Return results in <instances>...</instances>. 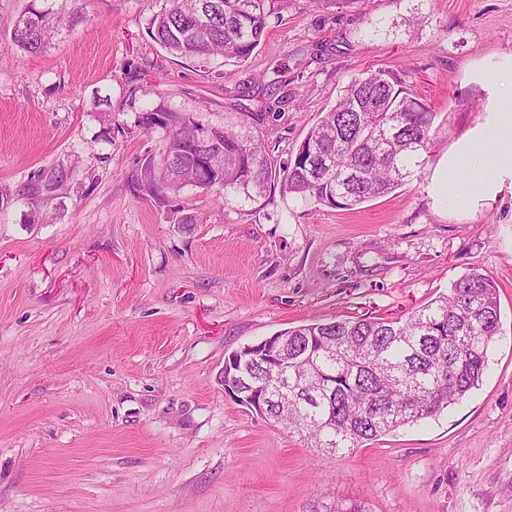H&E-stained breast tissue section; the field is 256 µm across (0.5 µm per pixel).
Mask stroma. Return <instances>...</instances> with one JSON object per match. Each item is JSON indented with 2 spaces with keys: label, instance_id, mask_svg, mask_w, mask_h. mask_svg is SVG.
<instances>
[{
  "label": "stroma",
  "instance_id": "obj_1",
  "mask_svg": "<svg viewBox=\"0 0 512 512\" xmlns=\"http://www.w3.org/2000/svg\"><path fill=\"white\" fill-rule=\"evenodd\" d=\"M166 0H76L38 53L44 0H0V512H512V180L455 210L439 161L484 124L512 0H274L243 63L150 36ZM398 74L439 117L401 188L352 209L271 189L134 176L163 145L146 104L284 160L354 77ZM478 271L501 323L479 384L437 416L329 459L224 394V359L288 328L397 319ZM66 2L65 0V4L57 9L51 4L52 6L41 9L34 8L25 13L14 28L12 37L14 44L30 53L43 49L58 32L60 26L69 22L73 15V12L67 11ZM28 16H39L40 23L25 24L24 20Z\"/></svg>",
  "mask_w": 512,
  "mask_h": 512
}]
</instances>
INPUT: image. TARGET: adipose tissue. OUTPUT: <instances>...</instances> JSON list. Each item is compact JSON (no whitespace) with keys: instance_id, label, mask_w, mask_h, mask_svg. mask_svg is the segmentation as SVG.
Returning a JSON list of instances; mask_svg holds the SVG:
<instances>
[{"instance_id":"obj_1","label":"adipose tissue","mask_w":512,"mask_h":512,"mask_svg":"<svg viewBox=\"0 0 512 512\" xmlns=\"http://www.w3.org/2000/svg\"><path fill=\"white\" fill-rule=\"evenodd\" d=\"M498 76L507 90L491 108L488 123L436 170L437 194L458 209L468 207L477 194L512 179V59L503 63Z\"/></svg>"}]
</instances>
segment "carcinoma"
<instances>
[{
  "mask_svg": "<svg viewBox=\"0 0 512 512\" xmlns=\"http://www.w3.org/2000/svg\"><path fill=\"white\" fill-rule=\"evenodd\" d=\"M169 2L149 32L172 56L189 61L247 60L271 17L269 0ZM25 16L40 22L19 20L13 42L33 53L72 12L63 5ZM437 117L397 74L357 77L309 131L302 153L278 167L264 146L231 129L215 128L202 141L193 114L145 106L139 126L164 129L166 142L161 153L145 158L137 185L164 202L206 174L209 154H222L226 194L249 199L278 183L285 195L352 209L405 184L431 149ZM499 325L496 284L473 271L403 320L362 315L290 328L287 363H255L238 376L265 385L272 399L265 419L334 456L463 402L482 381Z\"/></svg>",
  "mask_w": 512,
  "mask_h": 512,
  "instance_id": "1",
  "label": "carcinoma"
}]
</instances>
